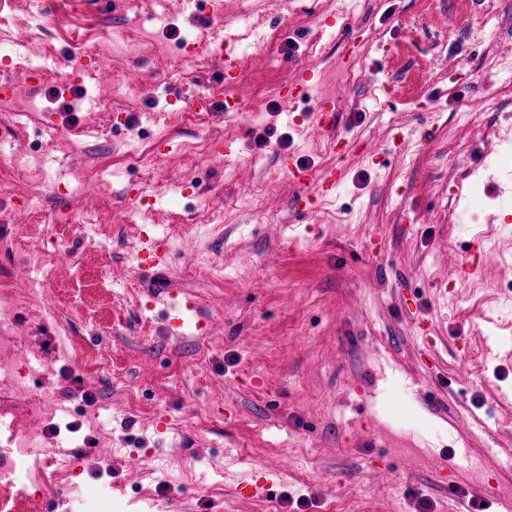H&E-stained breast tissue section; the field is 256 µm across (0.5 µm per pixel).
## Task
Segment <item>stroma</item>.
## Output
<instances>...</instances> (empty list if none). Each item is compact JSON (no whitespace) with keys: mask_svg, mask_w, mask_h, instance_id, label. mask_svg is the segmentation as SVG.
<instances>
[{"mask_svg":"<svg viewBox=\"0 0 512 512\" xmlns=\"http://www.w3.org/2000/svg\"><path fill=\"white\" fill-rule=\"evenodd\" d=\"M134 16L169 55L141 46L129 64L143 81L119 98L85 25ZM348 18L364 52L330 31ZM247 22L279 32L278 72ZM215 24L203 0H143L136 15L126 0H69L52 29L57 80L14 94L39 103L40 123L0 113V157L44 153L50 126L55 175L104 177L87 199L42 184L36 224L0 195V274L15 288L27 286L19 226L53 235L87 203L112 215L111 236L73 229L39 311L16 308L11 324L30 350V389L57 406L30 428L66 475L58 497L70 512H420L425 499L450 512L482 478L512 495V143L494 137L512 131V0H224L212 62L172 74ZM312 62L334 80L339 153L312 104L278 94ZM227 63L251 78L258 111L212 106L207 123H178L162 164L111 169L126 143L158 133L161 113L223 93ZM377 87L387 105L370 102ZM111 106L124 115L107 118ZM96 127L100 138H78ZM191 142L207 156H189ZM284 154L304 182L281 171ZM330 169L339 184L324 197ZM133 184L153 208L148 238L195 244L127 274ZM251 190L258 203L243 206ZM205 206L224 213L212 233ZM386 464L398 482L378 477ZM260 477L269 490L252 495Z\"/></svg>","mask_w":512,"mask_h":512,"instance_id":"stroma-1","label":"stroma"}]
</instances>
